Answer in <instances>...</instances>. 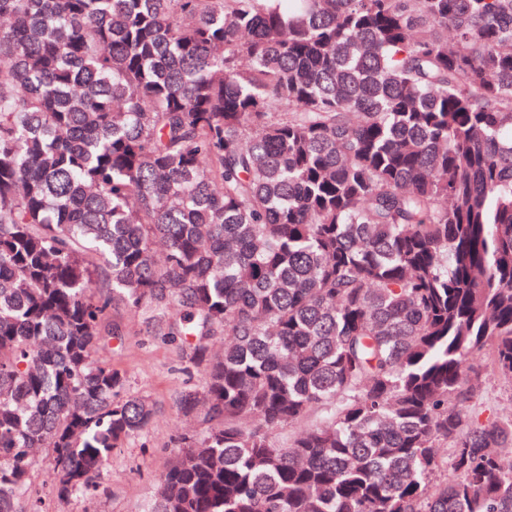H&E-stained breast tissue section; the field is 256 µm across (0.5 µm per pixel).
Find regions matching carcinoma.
I'll return each instance as SVG.
<instances>
[{
	"label": "carcinoma",
	"instance_id": "obj_1",
	"mask_svg": "<svg viewBox=\"0 0 512 512\" xmlns=\"http://www.w3.org/2000/svg\"><path fill=\"white\" fill-rule=\"evenodd\" d=\"M192 344L148 512H512V0H0V512L91 496ZM150 312L125 309L112 313L118 335L109 338L96 356L124 372L132 393L149 396L159 413L146 431L112 451L97 495L58 499L49 483L43 455L31 473V484L45 499V512H147L154 499L159 475L171 462L175 441L188 429L199 430L203 411L189 423L177 410L183 391L202 392L204 374L190 361L189 343L170 336L148 335L142 321ZM485 386L490 393L489 406L491 413L507 415L512 412V399L508 389L499 387L497 381L490 377Z\"/></svg>",
	"mask_w": 512,
	"mask_h": 512
}]
</instances>
